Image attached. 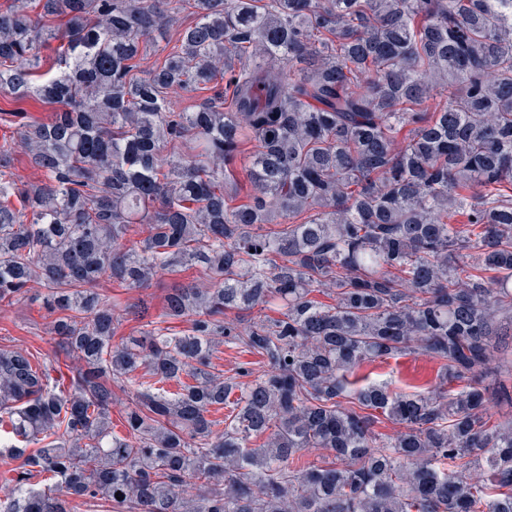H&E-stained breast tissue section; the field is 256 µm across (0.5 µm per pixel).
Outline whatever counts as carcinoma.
I'll return each mask as SVG.
<instances>
[{
  "label": "carcinoma",
  "mask_w": 512,
  "mask_h": 512,
  "mask_svg": "<svg viewBox=\"0 0 512 512\" xmlns=\"http://www.w3.org/2000/svg\"><path fill=\"white\" fill-rule=\"evenodd\" d=\"M500 2L0 12V88L56 108L18 126L41 179L17 185L0 145V302L39 285L59 351L81 361L65 384L0 349V428L19 461L0 512H512V421L489 414L512 409V352L496 345L512 329ZM173 3L196 21L145 71ZM177 90L214 94L176 112ZM185 267L205 284L170 289L162 320L113 342L132 310L100 283L145 288ZM222 345L260 366L224 378ZM418 352L439 362L434 391L354 377ZM382 417L395 434L376 433ZM309 449L333 459L298 465Z\"/></svg>",
  "instance_id": "cac0c4a2"
}]
</instances>
